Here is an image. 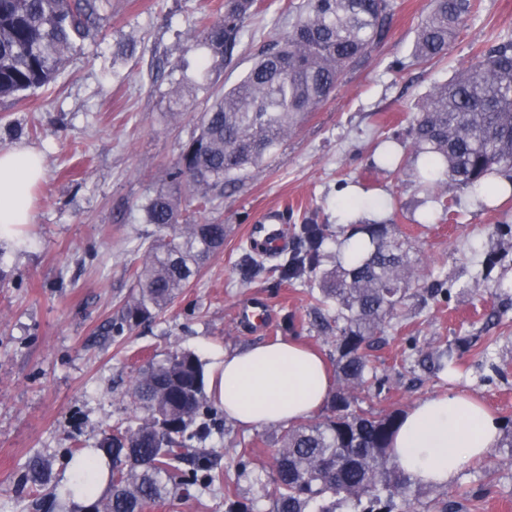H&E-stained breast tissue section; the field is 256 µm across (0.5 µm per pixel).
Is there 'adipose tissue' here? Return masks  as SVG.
Listing matches in <instances>:
<instances>
[{
  "label": "adipose tissue",
  "mask_w": 512,
  "mask_h": 512,
  "mask_svg": "<svg viewBox=\"0 0 512 512\" xmlns=\"http://www.w3.org/2000/svg\"><path fill=\"white\" fill-rule=\"evenodd\" d=\"M44 175L45 160L36 149H0V238L15 237L33 223L32 190ZM215 373L225 415L248 429L298 422L320 410L331 390L323 359L292 340L223 354ZM500 435V422L478 400L448 392L418 401L392 446L414 482L448 485L466 463L483 458Z\"/></svg>",
  "instance_id": "adipose-tissue-1"
}]
</instances>
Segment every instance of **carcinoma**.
<instances>
[{
  "label": "carcinoma",
  "instance_id": "1",
  "mask_svg": "<svg viewBox=\"0 0 512 512\" xmlns=\"http://www.w3.org/2000/svg\"><path fill=\"white\" fill-rule=\"evenodd\" d=\"M112 0H0V98L23 99L49 83L100 28ZM257 0H226L224 14L203 23L200 40L226 60L233 57ZM474 0H431L410 64L443 57ZM389 0H304L296 22L262 52L236 85L215 96L202 113L199 132L169 171L175 195L160 190L145 205L156 238L134 269L136 291L124 302L112 334L122 336L170 307L204 265L224 247V225L198 223L193 202L258 168L263 158L337 88L343 74L362 64L387 35ZM416 177L431 198L445 187L483 192L488 204L512 185L492 177L512 169V40L490 45L448 81L436 84L407 130ZM354 242H345L336 268L323 273L324 300L336 318L322 328L336 333L337 390L330 414L280 430L271 469H248L252 449H241L235 469L216 470L194 445L216 426L217 408L204 393V371L191 352L172 351L150 361L128 395L143 416L104 433L95 451L107 458V485L81 486L89 504L78 512H147L150 505L190 490L224 484L225 512H257L256 500L236 499L241 478L259 485L270 512H418L415 483L391 452L401 414L367 413L357 407L364 388L382 390L367 350L397 316L414 290L423 302L448 300L452 286L439 276L418 283V259L389 230L388 220L355 216L362 205L345 201ZM322 224H302L278 278L317 273ZM433 368L454 363L450 348L424 354ZM27 480L44 492L39 508L56 507L48 465L33 458Z\"/></svg>",
  "mask_w": 512,
  "mask_h": 512
}]
</instances>
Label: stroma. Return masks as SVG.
<instances>
[{
    "mask_svg": "<svg viewBox=\"0 0 512 512\" xmlns=\"http://www.w3.org/2000/svg\"><path fill=\"white\" fill-rule=\"evenodd\" d=\"M222 0H112L99 32L50 84L26 99L0 100V147L43 152L46 174L34 188L35 221L16 239L0 240V512H35L20 485L31 458L49 461L55 486L68 480L67 452L96 447L103 432L129 422L124 393L150 359L193 352L205 372L218 355L280 339L317 349L335 366L336 345L318 325L334 305L318 304L314 278L277 282L270 270L250 274L248 228L263 211L281 209L289 228L327 225L321 253L333 269L339 250L336 212L342 190L355 187L387 202L395 232L416 249L421 276L452 283L448 306L420 308L409 299L371 351L383 392L362 394L370 413L407 412L417 401L461 390L499 420L512 418V239L494 234L512 225V199L485 206L465 189L443 202L423 191L411 166L392 173L370 160L392 132L405 131L430 88L449 80L484 44L512 38V0H478L445 56L402 71L430 0H391L392 24L368 61L289 134L260 169L214 197L200 222L225 225L224 249L164 313L113 337L112 323L135 290L139 248L155 237L146 199L162 187L182 146L197 130L216 93L236 84L260 51L283 34L302 0H263L232 61L200 45L196 24ZM133 56H122L127 42ZM188 64L195 88L173 106L168 73ZM432 221L419 223L424 210ZM264 298L272 325L249 330L237 308ZM415 338L417 351L406 348ZM453 346L454 368L431 372L421 352ZM278 429L234 423L204 440L217 468L252 448L255 467L270 462ZM492 448L455 480L421 488L419 512H512V464Z\"/></svg>",
    "mask_w": 512,
    "mask_h": 512,
    "instance_id": "35a3bbf8",
    "label": "stroma"
}]
</instances>
